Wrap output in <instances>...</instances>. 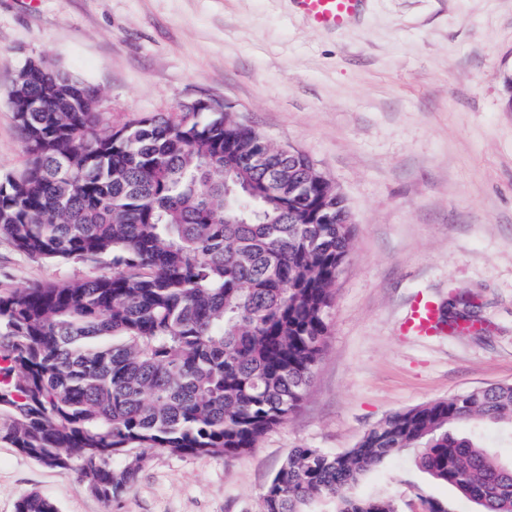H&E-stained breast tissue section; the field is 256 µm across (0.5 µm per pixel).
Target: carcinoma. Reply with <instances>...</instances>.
<instances>
[{
  "instance_id": "1",
  "label": "carcinoma",
  "mask_w": 512,
  "mask_h": 512,
  "mask_svg": "<svg viewBox=\"0 0 512 512\" xmlns=\"http://www.w3.org/2000/svg\"><path fill=\"white\" fill-rule=\"evenodd\" d=\"M28 163L0 178V238L36 261L110 271L0 290V444L78 474L105 504L153 450L234 456L253 450L303 400L323 351L352 225L314 224L288 198L293 157L222 110L104 122L96 88L40 55L8 94ZM280 180L244 199L249 224L224 223V173L257 183L253 154ZM316 207L346 210L313 173ZM476 425L462 435L457 427ZM512 427V384L397 411L347 450L295 448L261 512H399L354 489L385 460L414 464L478 512H512V461L480 428ZM15 512H58L39 493Z\"/></svg>"
}]
</instances>
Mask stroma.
I'll use <instances>...</instances> for the list:
<instances>
[{"label":"stroma","mask_w":512,"mask_h":512,"mask_svg":"<svg viewBox=\"0 0 512 512\" xmlns=\"http://www.w3.org/2000/svg\"><path fill=\"white\" fill-rule=\"evenodd\" d=\"M31 54L98 86L115 126L223 102L335 183L353 236L311 385L256 448L153 452L107 505L74 472L0 444V512L31 492L58 512H260L292 449L340 452L393 412L512 383V0H366L339 32L313 28L293 0H0V177L27 161L8 90ZM104 271L0 240V285ZM419 294L474 323L402 334ZM356 493L393 497L401 512L453 497L408 454Z\"/></svg>","instance_id":"35a3bbf8"}]
</instances>
